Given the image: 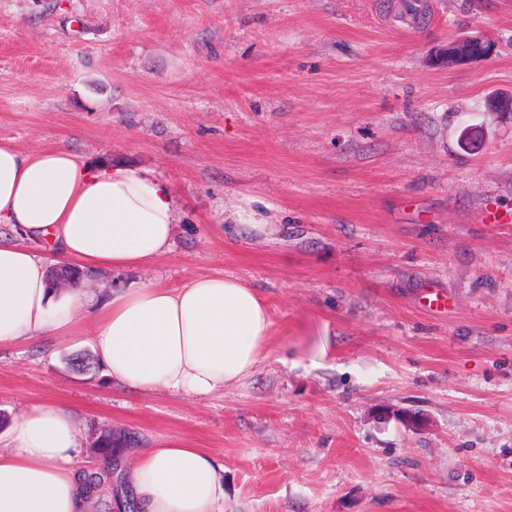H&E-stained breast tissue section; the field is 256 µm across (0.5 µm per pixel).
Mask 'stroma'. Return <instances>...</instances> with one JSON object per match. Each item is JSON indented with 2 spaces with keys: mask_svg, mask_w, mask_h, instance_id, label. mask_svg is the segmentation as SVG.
I'll return each instance as SVG.
<instances>
[{
  "mask_svg": "<svg viewBox=\"0 0 512 512\" xmlns=\"http://www.w3.org/2000/svg\"><path fill=\"white\" fill-rule=\"evenodd\" d=\"M0 0V141L140 169L176 199L170 252L94 291L227 275L271 310L267 356L207 397L142 392L69 336L0 345V431L55 401L119 470L165 438L224 464V512H512V0ZM480 35L485 60L436 61ZM476 126V147L464 126ZM244 195L287 217L225 235ZM448 299L436 313L429 293Z\"/></svg>",
  "mask_w": 512,
  "mask_h": 512,
  "instance_id": "35a3bbf8",
  "label": "stroma"
}]
</instances>
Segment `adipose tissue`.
Masks as SVG:
<instances>
[{
	"mask_svg": "<svg viewBox=\"0 0 512 512\" xmlns=\"http://www.w3.org/2000/svg\"><path fill=\"white\" fill-rule=\"evenodd\" d=\"M169 185L139 171L79 161L66 147L36 153L0 142V345L67 335L90 312L93 348L109 374L148 392L198 397L252 375L266 356L269 310L260 293L232 276H193L168 288L119 287L96 303L79 287L49 288L47 268L28 242L57 265L143 267L172 245ZM227 233L268 240L284 215L259 196L240 198ZM82 420L46 401L21 413L0 448V512H83L74 451ZM145 512H222L224 465L177 438L134 456L123 473Z\"/></svg>",
	"mask_w": 512,
	"mask_h": 512,
	"instance_id": "adipose-tissue-1",
	"label": "adipose tissue"
}]
</instances>
